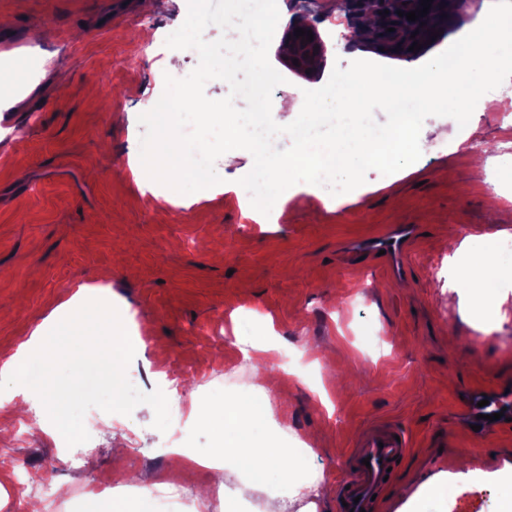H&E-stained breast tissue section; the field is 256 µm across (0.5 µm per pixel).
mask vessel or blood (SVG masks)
<instances>
[{"label": "vessel or blood", "mask_w": 512, "mask_h": 512, "mask_svg": "<svg viewBox=\"0 0 512 512\" xmlns=\"http://www.w3.org/2000/svg\"><path fill=\"white\" fill-rule=\"evenodd\" d=\"M405 243V231L396 230L366 240L365 246L373 253L384 252L393 270L399 272L403 269L401 256ZM408 448V437H397L395 429L389 426L365 430L350 452L352 468L338 483L339 498L346 503L341 512H373L376 496L386 487L384 478L388 468L395 466Z\"/></svg>", "instance_id": "1"}]
</instances>
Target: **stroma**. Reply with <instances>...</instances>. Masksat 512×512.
I'll return each mask as SVG.
<instances>
[{
    "mask_svg": "<svg viewBox=\"0 0 512 512\" xmlns=\"http://www.w3.org/2000/svg\"><path fill=\"white\" fill-rule=\"evenodd\" d=\"M277 3L293 21L310 12L323 44L335 41L329 0ZM187 10V0H166L159 12L141 0H0V65H36L0 87V362L36 326L64 322L63 305L83 284L106 286L112 333L128 339L110 410L83 401V422L65 444L20 427L0 444V474L47 473L68 485L48 495L30 484L42 512H100L94 483L123 448L135 479L112 495L145 494L152 512H165L177 486L162 449L198 454L215 438L201 426L176 434L153 418L149 407L165 390L158 366L183 370L201 402L249 399L252 368L239 362L236 338L270 336L283 384L267 429L284 447L314 448L307 468L327 485L347 469L360 432L387 424L413 447L375 512H507L500 484L512 479V423L477 436L459 416L479 393L512 408V348L503 342L512 336V285L489 295L448 268L512 245V78L497 109L474 110L467 145L451 150L440 137L451 118L428 117L408 173L369 170L339 203L301 193L279 223H255L231 190L252 169L250 153L236 149L217 159L222 182L206 199L167 206L142 192L128 159L140 151L138 116L161 97L165 73L182 78L198 64L194 50L165 45ZM287 38L277 28L269 49L286 79L276 103L323 86L336 66L403 61L364 43L325 52L307 72L291 64ZM397 224L413 227L404 272L352 248ZM472 238L480 253H453ZM437 480L448 483L446 500L427 494Z\"/></svg>",
    "mask_w": 512,
    "mask_h": 512,
    "instance_id": "1",
    "label": "stroma"
}]
</instances>
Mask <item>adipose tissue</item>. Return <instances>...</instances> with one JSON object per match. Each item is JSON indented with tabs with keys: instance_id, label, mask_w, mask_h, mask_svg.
Masks as SVG:
<instances>
[{
	"instance_id": "ef3b65f1",
	"label": "adipose tissue",
	"mask_w": 512,
	"mask_h": 512,
	"mask_svg": "<svg viewBox=\"0 0 512 512\" xmlns=\"http://www.w3.org/2000/svg\"><path fill=\"white\" fill-rule=\"evenodd\" d=\"M67 310L68 319L56 334L47 336L42 330H34L13 357L0 362V379L11 383L16 396L25 400L36 393L44 398L46 407L38 420L39 427L61 440L75 432L82 401L95 398L106 404L121 389L120 359L112 361L111 378L97 375L96 357L107 341L106 331L112 328L111 311L98 289L80 287ZM238 343L255 367L257 397L249 402H188V419L209 429L215 436V444L199 455L183 448L172 449L171 454L180 473L208 471V482L198 486L197 492L203 498L218 500L219 512H237L236 499L226 493L224 485V472L230 467L245 471L250 487L265 492L261 512H288V503L295 497L316 499L323 496L326 488L316 475L301 485H293L291 470L313 456V448L277 446L265 430V419L273 411L268 392L278 385L277 378L266 370L275 355L274 345L245 337L239 338ZM77 352L86 357L85 382L76 390L66 391L57 384L55 368Z\"/></svg>"
}]
</instances>
